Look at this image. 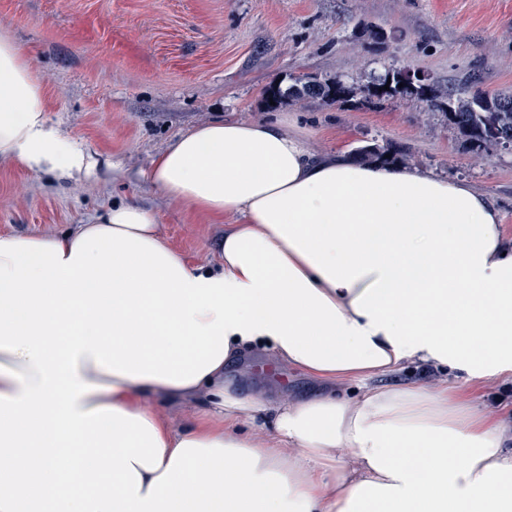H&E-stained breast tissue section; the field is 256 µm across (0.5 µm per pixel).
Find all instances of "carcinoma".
Here are the masks:
<instances>
[{"mask_svg":"<svg viewBox=\"0 0 512 512\" xmlns=\"http://www.w3.org/2000/svg\"><path fill=\"white\" fill-rule=\"evenodd\" d=\"M389 89H384V86ZM267 97L277 105L302 99H316L326 106L343 104L355 97L368 105H375L395 98L416 97L428 109L440 111L448 124L468 142L478 158L499 145H512V95L490 94L480 88L458 91L453 88L440 90L428 83L403 81L402 71L388 70L366 85L349 82L341 76L327 80H298L283 89L274 86ZM390 158H385V155ZM354 156L363 163L389 161L405 164L406 157L392 146L367 143L358 147Z\"/></svg>","mask_w":512,"mask_h":512,"instance_id":"1","label":"carcinoma"}]
</instances>
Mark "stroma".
I'll use <instances>...</instances> for the list:
<instances>
[{"mask_svg": "<svg viewBox=\"0 0 512 512\" xmlns=\"http://www.w3.org/2000/svg\"><path fill=\"white\" fill-rule=\"evenodd\" d=\"M0 37L26 49L51 124L127 172L107 183L54 180L1 161L0 232L62 231L132 199L190 260L213 259L223 225L152 188L148 173L180 134L241 119L298 128L316 151L392 145L413 166L486 192L512 233V149L476 159L443 114L415 99L271 107L264 97L273 84L336 75L365 83L391 68L444 88L474 76L488 92L512 94V0H0ZM243 365L245 386L278 397L330 390L259 352ZM374 383L455 384L486 414L512 419L511 381L407 361Z\"/></svg>", "mask_w": 512, "mask_h": 512, "instance_id": "35a3bbf8", "label": "stroma"}]
</instances>
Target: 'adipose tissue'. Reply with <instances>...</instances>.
I'll use <instances>...</instances> for the list:
<instances>
[{"instance_id": "obj_1", "label": "adipose tissue", "mask_w": 512, "mask_h": 512, "mask_svg": "<svg viewBox=\"0 0 512 512\" xmlns=\"http://www.w3.org/2000/svg\"><path fill=\"white\" fill-rule=\"evenodd\" d=\"M47 112L0 38V160L117 177ZM151 182L231 217L215 261L133 200L0 233V512H512V429L456 387L288 401L231 375L252 351L334 384L414 358L512 375V237L486 193L238 119L181 134Z\"/></svg>"}]
</instances>
